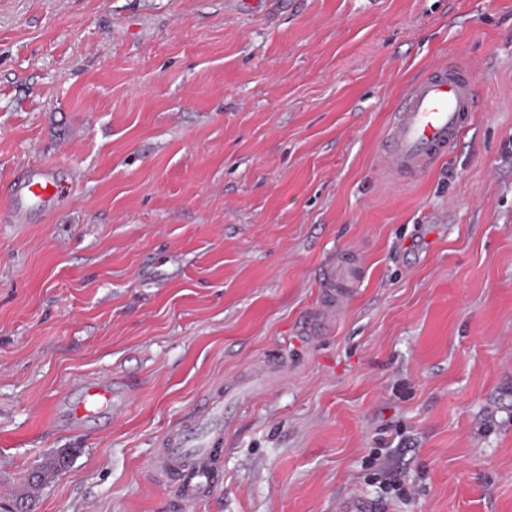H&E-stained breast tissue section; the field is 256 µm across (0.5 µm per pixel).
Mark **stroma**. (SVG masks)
<instances>
[{"label": "stroma", "instance_id": "35a3bbf8", "mask_svg": "<svg viewBox=\"0 0 512 512\" xmlns=\"http://www.w3.org/2000/svg\"><path fill=\"white\" fill-rule=\"evenodd\" d=\"M445 61L486 109L395 177ZM41 164L53 209L0 214L1 505L69 448L30 512H512V0H0V197ZM263 365L183 503L159 440ZM111 374L122 413L49 430ZM479 102L469 67L443 63L409 83L392 113L384 163L391 171L421 175L450 153ZM72 450L58 453L55 457L36 466L28 475L27 484L31 488L44 485L53 475L68 467Z\"/></svg>", "mask_w": 512, "mask_h": 512}]
</instances>
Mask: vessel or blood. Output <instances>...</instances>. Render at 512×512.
<instances>
[{
    "label": "vessel or blood",
    "mask_w": 512,
    "mask_h": 512,
    "mask_svg": "<svg viewBox=\"0 0 512 512\" xmlns=\"http://www.w3.org/2000/svg\"><path fill=\"white\" fill-rule=\"evenodd\" d=\"M478 109L469 67L443 63L430 68L406 86L392 114L384 150L386 167L415 176L431 170L455 148ZM60 192L52 170L36 167L13 183L7 207L23 220L28 210L40 208ZM270 381L267 368L252 370L247 378L229 387L227 396H209L190 428L165 436L164 449L153 457L152 465L164 474L182 470L180 492L184 500H194L199 488L212 482L214 450L224 442V426L236 403ZM129 393L128 382L112 377L82 384L76 397L67 402L65 420L76 425L90 416L115 415Z\"/></svg>",
    "instance_id": "obj_1"
}]
</instances>
